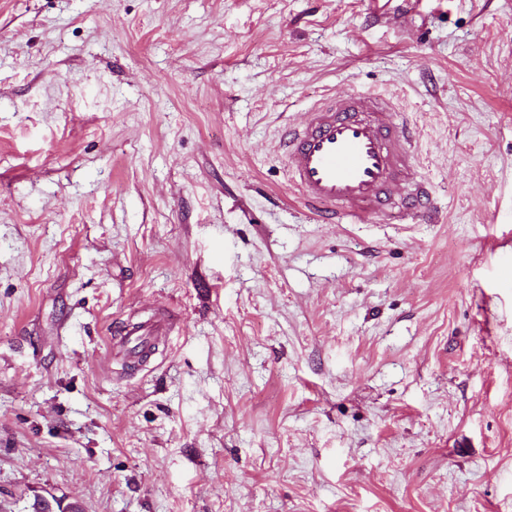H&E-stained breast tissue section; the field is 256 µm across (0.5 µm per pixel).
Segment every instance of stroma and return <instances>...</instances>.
Wrapping results in <instances>:
<instances>
[{
  "label": "stroma",
  "mask_w": 512,
  "mask_h": 512,
  "mask_svg": "<svg viewBox=\"0 0 512 512\" xmlns=\"http://www.w3.org/2000/svg\"><path fill=\"white\" fill-rule=\"evenodd\" d=\"M382 10L0 0V512H512V0ZM353 87L438 223L290 191L283 129ZM177 324L178 319L173 315L128 321L118 336L112 338V349H116L127 364L137 365L158 340L171 335Z\"/></svg>",
  "instance_id": "stroma-1"
}]
</instances>
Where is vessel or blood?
<instances>
[{"label": "vessel or blood", "mask_w": 512, "mask_h": 512, "mask_svg": "<svg viewBox=\"0 0 512 512\" xmlns=\"http://www.w3.org/2000/svg\"><path fill=\"white\" fill-rule=\"evenodd\" d=\"M415 142L390 98L349 89L316 104L284 133L288 185L312 214L337 224L392 212L404 222L424 221L433 212V191L417 170ZM177 324L172 315L127 322L112 347L127 364H139Z\"/></svg>", "instance_id": "vessel-or-blood-1"}]
</instances>
